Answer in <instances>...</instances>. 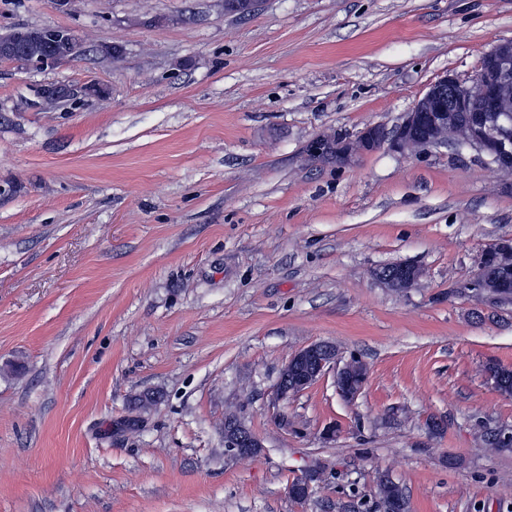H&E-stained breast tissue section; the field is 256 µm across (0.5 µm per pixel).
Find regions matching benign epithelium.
I'll return each mask as SVG.
<instances>
[{
  "label": "benign epithelium",
  "mask_w": 512,
  "mask_h": 512,
  "mask_svg": "<svg viewBox=\"0 0 512 512\" xmlns=\"http://www.w3.org/2000/svg\"><path fill=\"white\" fill-rule=\"evenodd\" d=\"M75 96L67 84L42 87V101H65ZM401 151L417 152L430 146L455 141L485 157L497 170L512 175V39L483 53L478 70L466 84L453 76H444L430 85L404 121L388 136L377 126H367L351 137L321 136L306 145V155L316 160L327 151L336 160L345 161L356 152H370L385 141ZM512 242L504 240L485 252L478 264L470 288L492 304L512 303ZM375 277L396 292H405L419 284L423 271L410 264L379 267ZM336 372V391L342 400L352 402L362 393L368 379L361 359L342 360L336 346L315 342L297 350L282 369L274 388L279 400L296 396L327 373ZM225 447L237 458L257 456L263 447L261 438L234 414L225 416Z\"/></svg>",
  "instance_id": "7a95c632"
}]
</instances>
